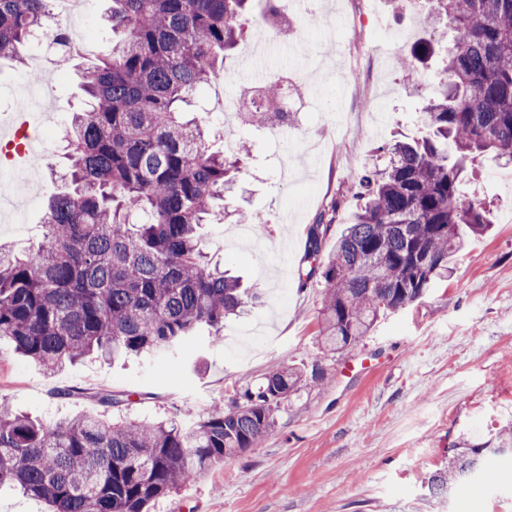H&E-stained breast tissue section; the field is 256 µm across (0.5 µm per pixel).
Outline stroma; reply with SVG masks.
I'll use <instances>...</instances> for the list:
<instances>
[{"instance_id":"stroma-1","label":"stroma","mask_w":512,"mask_h":512,"mask_svg":"<svg viewBox=\"0 0 512 512\" xmlns=\"http://www.w3.org/2000/svg\"><path fill=\"white\" fill-rule=\"evenodd\" d=\"M303 49L276 42L262 56L265 82L284 72L296 78L308 110L303 137L270 138L247 125L237 138L251 156L227 209L253 217L255 241H241L235 224L203 225V250L212 262L265 294L262 308L227 319L219 341L207 331L173 358L89 356L54 374L0 342V401L52 426L77 414L112 419L176 417L189 422L217 402L238 399L266 374L322 369L331 384L302 386L281 405L275 424L252 450L224 459L196 480L155 501L150 512H512V457L493 479H477L430 497L427 480L448 465V450L481 444L512 420V173L489 156L465 176V196L491 201L493 227L469 238L450 262L447 279L426 296L388 314L348 353L319 343L324 281L300 282L307 230L339 201L323 244L330 253L350 223L360 176L398 138L414 140L430 86L408 88L399 57L421 38L446 41L432 8L412 15L393 0H314ZM382 10L392 34L378 42L355 14ZM261 24L248 19L245 35L196 96L197 116L218 112L232 88L225 70L254 47ZM77 76L48 75L42 96L53 107L55 130L42 149L41 171L19 224L0 225V242L16 246L42 237V201L52 190L49 164H62L63 131L78 105ZM365 366L350 379L346 366ZM123 395L104 408L98 394Z\"/></svg>"}]
</instances>
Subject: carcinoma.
Here are the masks:
<instances>
[{"mask_svg":"<svg viewBox=\"0 0 512 512\" xmlns=\"http://www.w3.org/2000/svg\"><path fill=\"white\" fill-rule=\"evenodd\" d=\"M112 56L79 68L85 108L65 129L69 162L45 212L35 249L0 246V339L54 372L92 352L173 355L201 326L219 336L224 318L262 303L258 288L211 264L199 228L224 219V198L244 168L236 151H214L192 99L242 38L255 0H110ZM53 0H0V57L48 26ZM453 32L436 96L419 120L428 135L383 148L365 171L352 223L327 262L322 244L334 217L307 231L306 278L320 274L319 336L341 354L380 316L420 300L448 277L468 237L492 211L460 191L467 165L485 152L512 163V0H433ZM435 41L413 43L400 66L417 83ZM280 83L264 86L249 121L293 123L273 111ZM292 368L270 372L257 390L180 420L121 421L79 415L53 427L0 406V487L45 501L51 512H147L151 503L226 458L258 447L274 413L301 388ZM512 451V428L496 446L451 448L448 469L427 481L443 495Z\"/></svg>","mask_w":512,"mask_h":512,"instance_id":"carcinoma-1","label":"carcinoma"}]
</instances>
